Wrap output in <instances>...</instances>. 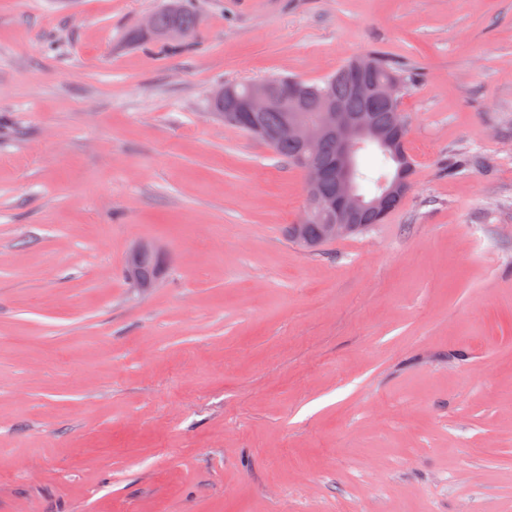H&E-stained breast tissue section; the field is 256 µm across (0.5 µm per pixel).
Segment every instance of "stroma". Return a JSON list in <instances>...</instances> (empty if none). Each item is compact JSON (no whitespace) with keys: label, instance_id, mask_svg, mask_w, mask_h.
<instances>
[{"label":"stroma","instance_id":"obj_1","mask_svg":"<svg viewBox=\"0 0 512 512\" xmlns=\"http://www.w3.org/2000/svg\"><path fill=\"white\" fill-rule=\"evenodd\" d=\"M161 4L0 0V512H512V0ZM372 52L415 180L311 251L210 97ZM175 1H177V9L175 11L171 12L160 8L155 12V16L152 13L143 19L139 23L138 29L145 34L153 33L155 29L156 34H163L162 38L171 42L183 41L185 35V41L191 39L201 23L200 14L193 6L185 3L187 0ZM175 24L180 26L184 31L180 27H171ZM185 41L179 43V46L183 45ZM145 253H152L158 259V267L155 280L145 279L141 275L139 263L142 255ZM161 259L162 250L158 246L150 242L138 243L129 251L126 258L125 274L128 281L135 288H139L141 291H148L150 288H155L162 272Z\"/></svg>","mask_w":512,"mask_h":512}]
</instances>
